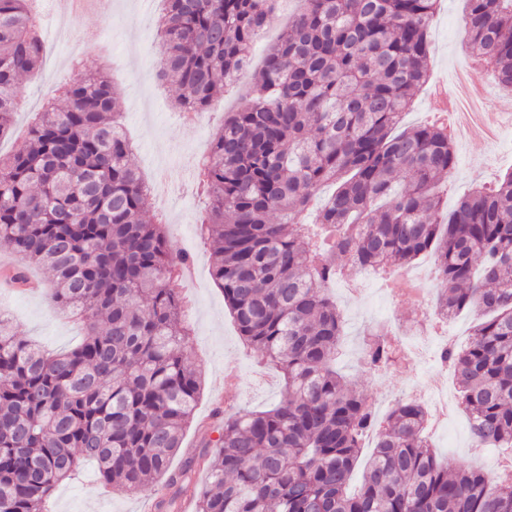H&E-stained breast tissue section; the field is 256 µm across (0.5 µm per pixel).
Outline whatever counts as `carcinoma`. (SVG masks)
Masks as SVG:
<instances>
[{
  "mask_svg": "<svg viewBox=\"0 0 512 512\" xmlns=\"http://www.w3.org/2000/svg\"><path fill=\"white\" fill-rule=\"evenodd\" d=\"M160 77L176 106L206 112L274 21V0H161ZM472 55L512 92V0H468ZM438 0H304L270 47L253 94L224 117L195 179L211 273L244 343L283 375L288 396L226 412L218 436L171 472L200 390L173 254L149 215V187L115 121L103 72L52 88L23 145L0 154V247L27 286L50 273L54 305L83 323L74 348L47 355L0 312V512H47L84 462L135 492L165 478L154 512L182 497L196 512H512V474L453 472L424 439L426 408L397 401L381 421L363 483L349 492L375 412L336 370L343 310L331 292L347 266L407 268L435 258L434 312L475 313L468 345L448 346L471 436L512 448V170L453 210L435 188L455 151L435 121L394 133L429 79ZM44 53L34 0H0V139L23 107L21 78ZM337 184L308 219L318 189ZM400 357L383 326L363 331L373 374ZM204 470L208 483L199 486Z\"/></svg>",
  "mask_w": 512,
  "mask_h": 512,
  "instance_id": "carcinoma-1",
  "label": "carcinoma"
}]
</instances>
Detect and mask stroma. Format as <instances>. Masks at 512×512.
Masks as SVG:
<instances>
[{
	"label": "stroma",
	"mask_w": 512,
	"mask_h": 512,
	"mask_svg": "<svg viewBox=\"0 0 512 512\" xmlns=\"http://www.w3.org/2000/svg\"><path fill=\"white\" fill-rule=\"evenodd\" d=\"M150 2L112 0V18L108 21L95 12L80 16L75 22L77 31H93L98 48L87 52L75 68L56 39L62 17L47 0L41 8L39 21L45 42L42 74L25 81L26 108L15 117L12 137L0 142V152L11 153L23 143L32 114L41 107L49 86L68 82L78 70L94 73L105 68L120 89V120L134 143L132 160L138 171L146 177L159 164L168 163L171 188L165 195L153 197L149 208L157 215L173 217L171 247L175 253L189 255L194 260L195 276L182 285L181 294L185 301V318L192 328L189 359L202 374L194 420L186 428L182 446L170 463L175 469L186 457L199 451L206 434L204 424L211 421L215 409L262 410L286 396L276 367L258 363L254 352L241 340L224 304V295L212 278L209 254L198 231V200L191 192V184L195 155L208 147L225 113L238 109L262 65L267 47L277 41L286 20L293 18L300 4L298 0H280L277 21L259 35L251 48L247 70L238 73L233 86L225 90L209 121L191 130L173 107L176 92L171 85L162 86V94L152 97L146 94L149 87L158 84L155 74L160 58L156 27L148 16ZM465 9V0H440L429 32L430 81L415 95L404 115V126L426 122L438 105L435 90L439 83L450 81L467 58ZM455 154L454 174L440 188L441 195L451 206L475 185L490 184L499 174L512 168V124L504 123L493 140L482 132H474L465 143L456 146ZM31 276L40 283V290L18 294L0 287V311L9 316L21 336L47 351L55 353L74 347L81 339L80 327L62 319L51 305L43 290L48 273L36 269ZM413 309L412 302L379 301L367 293L343 308L344 334L338 368L349 385L369 401L398 399L412 380L444 372L437 360L443 345L439 339L427 345L422 360L399 364L385 376L376 378L360 368L364 326L386 321L406 322ZM427 439L449 469L472 463L473 458L466 450L470 434L464 420H457L448 431L428 434ZM152 493L149 487L136 493L106 491L99 485L93 466L88 465L75 479L59 486L49 508L51 512H140L144 500Z\"/></svg>",
	"instance_id": "stroma-1"
}]
</instances>
